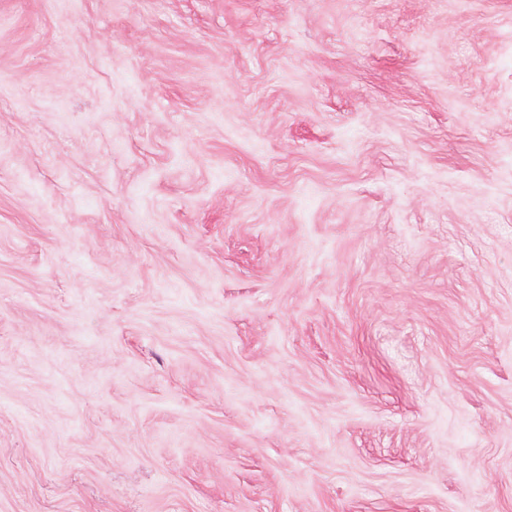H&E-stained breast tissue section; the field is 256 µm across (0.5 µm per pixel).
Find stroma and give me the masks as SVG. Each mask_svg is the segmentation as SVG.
<instances>
[{"label": "stroma", "mask_w": 512, "mask_h": 512, "mask_svg": "<svg viewBox=\"0 0 512 512\" xmlns=\"http://www.w3.org/2000/svg\"><path fill=\"white\" fill-rule=\"evenodd\" d=\"M0 512H512V0H0Z\"/></svg>", "instance_id": "35a3bbf8"}]
</instances>
